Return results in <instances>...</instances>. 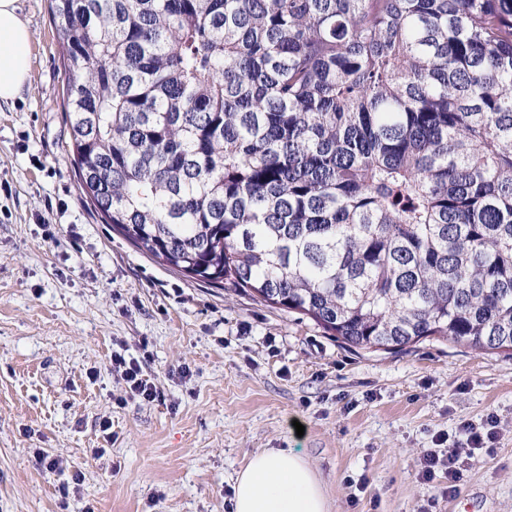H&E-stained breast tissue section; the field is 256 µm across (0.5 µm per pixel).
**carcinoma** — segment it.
<instances>
[{"instance_id": "obj_1", "label": "carcinoma", "mask_w": 512, "mask_h": 512, "mask_svg": "<svg viewBox=\"0 0 512 512\" xmlns=\"http://www.w3.org/2000/svg\"><path fill=\"white\" fill-rule=\"evenodd\" d=\"M70 153L170 270L350 347L512 351V0H51Z\"/></svg>"}]
</instances>
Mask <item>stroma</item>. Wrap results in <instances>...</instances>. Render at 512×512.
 Returning <instances> with one entry per match:
<instances>
[{
	"label": "stroma",
	"instance_id": "stroma-1",
	"mask_svg": "<svg viewBox=\"0 0 512 512\" xmlns=\"http://www.w3.org/2000/svg\"><path fill=\"white\" fill-rule=\"evenodd\" d=\"M17 6L33 41L0 103V512H234L237 474L271 448L311 465L328 512H512V353L354 348L139 251L78 185L51 0ZM490 416L455 496L417 479L423 451ZM115 364L118 368H123L124 380L129 386V389L134 396H139L144 400L155 399L157 391L153 386L148 383L147 379L142 377V370L136 361H129L128 363L122 357H114Z\"/></svg>",
	"mask_w": 512,
	"mask_h": 512
}]
</instances>
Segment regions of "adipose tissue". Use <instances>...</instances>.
<instances>
[{
    "instance_id": "obj_1",
    "label": "adipose tissue",
    "mask_w": 512,
    "mask_h": 512,
    "mask_svg": "<svg viewBox=\"0 0 512 512\" xmlns=\"http://www.w3.org/2000/svg\"><path fill=\"white\" fill-rule=\"evenodd\" d=\"M31 43L17 0H0V102L14 100L27 84ZM234 512H327V499L304 458L273 448L252 456L240 472Z\"/></svg>"
}]
</instances>
